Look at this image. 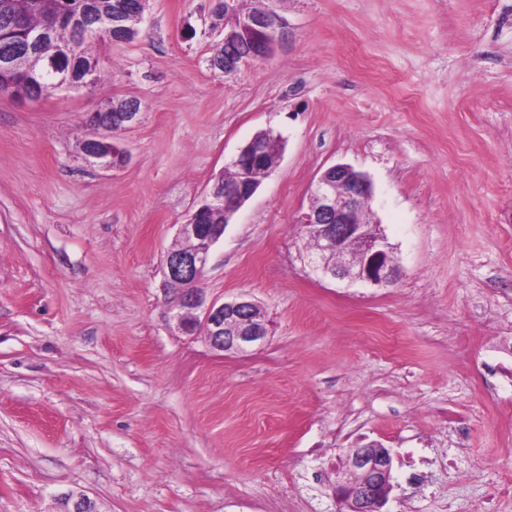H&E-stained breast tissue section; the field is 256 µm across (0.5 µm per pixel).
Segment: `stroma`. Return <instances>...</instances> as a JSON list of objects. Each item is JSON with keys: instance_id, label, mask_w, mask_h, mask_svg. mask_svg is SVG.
Returning <instances> with one entry per match:
<instances>
[{"instance_id": "obj_1", "label": "stroma", "mask_w": 512, "mask_h": 512, "mask_svg": "<svg viewBox=\"0 0 512 512\" xmlns=\"http://www.w3.org/2000/svg\"><path fill=\"white\" fill-rule=\"evenodd\" d=\"M248 4L285 35L232 76L211 0H149L136 39L91 45L95 85L0 95V512H342L372 442L382 512H512V0ZM125 98V164L90 163L88 113ZM268 127L284 149L200 286L271 333L219 352L169 323L162 262ZM338 162L373 180L394 284L308 264L297 219ZM122 102H127V104L115 107L114 114H112V126L115 124L119 126L121 131H125L139 123L141 112L138 109L140 104L137 101L134 102L138 103V107L129 100H122ZM392 457L388 448L372 445L351 448L343 462L342 476L334 486L336 499L345 512H381L392 490ZM352 472L362 480L352 482L345 476Z\"/></svg>"}]
</instances>
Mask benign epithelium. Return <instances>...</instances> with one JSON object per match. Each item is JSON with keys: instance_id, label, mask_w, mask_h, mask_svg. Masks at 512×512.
Wrapping results in <instances>:
<instances>
[{"instance_id": "benign-epithelium-1", "label": "benign epithelium", "mask_w": 512, "mask_h": 512, "mask_svg": "<svg viewBox=\"0 0 512 512\" xmlns=\"http://www.w3.org/2000/svg\"><path fill=\"white\" fill-rule=\"evenodd\" d=\"M224 12L240 14V26L235 31H224V42H243L247 53L226 56L224 61H209V67L228 76L248 61L266 60L274 53L281 38L282 23L274 10L261 15L247 12L244 0H224ZM137 105L117 106L112 123L125 131L140 121ZM262 143L257 137L242 146L232 160L239 167L241 177L233 192H221L214 183L199 207L180 225L179 236L193 242L184 250H171L164 259L163 287L194 282L209 262L212 246L224 235L225 225L204 224L200 215L212 208L239 211L254 195L258 184L248 172L247 160L257 159ZM86 158L105 167L114 166L112 159L123 158L124 150L91 148ZM312 196L319 206L309 208L300 216L309 235L318 242L317 252L309 256L314 271L337 280L361 281L372 285L395 282L400 270L392 258V247L379 229L354 220L357 212L370 207L373 186L369 177L346 163L329 166L317 179ZM183 304L193 310L196 319L187 321L181 313L173 315L178 330L191 334L204 329L208 342L218 351L246 353L260 345L270 333L265 318L256 315L257 304L241 294L222 303L210 301L204 292L189 288ZM392 457L389 449L379 445L352 448L345 456L342 476L334 486L336 499L345 512H381L392 490ZM358 474V483L346 478ZM61 512H97L94 503L84 494L64 497Z\"/></svg>"}]
</instances>
